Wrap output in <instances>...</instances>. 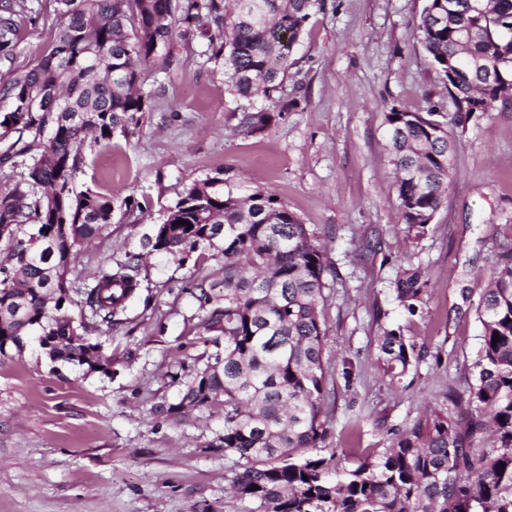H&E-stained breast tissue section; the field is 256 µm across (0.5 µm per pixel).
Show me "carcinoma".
<instances>
[{"label": "carcinoma", "mask_w": 512, "mask_h": 512, "mask_svg": "<svg viewBox=\"0 0 512 512\" xmlns=\"http://www.w3.org/2000/svg\"><path fill=\"white\" fill-rule=\"evenodd\" d=\"M56 32L24 73L0 83V139L12 140L0 164L30 163L22 181L0 193V238L12 265L0 267V356L20 355L38 342L52 363L110 373L112 358L87 336L72 312L66 273L83 243L112 223L111 197L76 186L86 165L82 145L92 136L109 147L139 129L159 85L143 87V67L162 58L178 65L176 39L206 41L209 59L241 99L262 93L271 107L242 108L239 127L265 130L295 107L273 100L288 77L295 47L324 0H54ZM428 0L417 25L419 43L442 76L454 113L436 109L386 115L397 172L401 223L418 239L443 205L452 179L454 130L473 106L491 112L511 105L512 87L474 79L475 68L512 72V0ZM454 15H448V8ZM26 5H0V55H10L14 16ZM462 73L453 78L448 63ZM38 100L29 110L26 102ZM183 224H178V221ZM192 229H187V225ZM501 264L480 295L482 343L462 416L432 409L391 441L378 457L342 466L344 448L323 455L326 441L325 333L319 310L328 269L316 233L278 195L258 189L244 199L224 194L223 179L192 182L168 208L141 250L101 269L77 291L80 311L112 323L140 286L145 255L211 269L189 288L205 350L176 402L157 413L218 412L213 448L237 456L228 478L233 496L251 512H512V225H504ZM419 270L403 268L396 300L410 315L426 293ZM499 342L493 343L494 334ZM384 374L397 379L412 366L415 346L400 329L377 343ZM259 489H253V486Z\"/></svg>", "instance_id": "obj_1"}]
</instances>
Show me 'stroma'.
Instances as JSON below:
<instances>
[{
  "label": "stroma",
  "mask_w": 512,
  "mask_h": 512,
  "mask_svg": "<svg viewBox=\"0 0 512 512\" xmlns=\"http://www.w3.org/2000/svg\"><path fill=\"white\" fill-rule=\"evenodd\" d=\"M0 78L30 68L55 34L53 0H25ZM426 0H326L306 24L278 92L298 106L265 131H238L241 100L198 40L179 42L178 66L143 71L164 85L138 132L115 147L85 142L78 182L132 198L84 245L67 278L82 287L139 249L192 182L222 175L224 190L274 191L326 251L320 305L326 328L327 444L376 457L426 407L466 396L481 347L476 306L501 261L512 224V108L476 113L457 132L447 201L426 234L400 221L387 148L391 109L453 106L418 41ZM418 268L428 293L406 316L394 293L399 268ZM204 266L152 255L113 326L90 320L112 375L50 364L37 345L0 356V512H247L226 479L234 458L212 442L216 416L175 423L155 408L175 402L174 375L205 349L187 289ZM401 327L416 359L397 380L383 373L377 338Z\"/></svg>",
  "instance_id": "1"
}]
</instances>
